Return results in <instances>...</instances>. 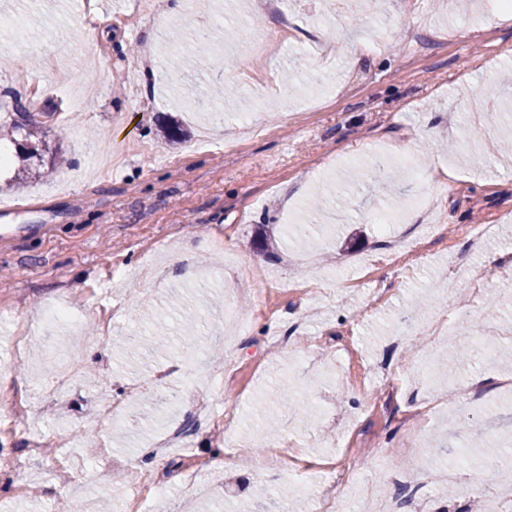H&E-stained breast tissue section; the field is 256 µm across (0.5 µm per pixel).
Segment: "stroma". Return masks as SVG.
Segmentation results:
<instances>
[{
    "mask_svg": "<svg viewBox=\"0 0 512 512\" xmlns=\"http://www.w3.org/2000/svg\"><path fill=\"white\" fill-rule=\"evenodd\" d=\"M214 0L215 13L171 11L128 24L116 0H0L5 44L0 95L29 110L30 88L59 105L47 141L61 160L44 177L0 191V457L26 460L30 486L12 497L0 472V512H46L88 496L120 502L140 484L165 492L151 512H311L347 488L330 483V457L361 461L358 483L420 512H512V477L481 467L512 440V367L493 358L463 368L462 345L483 337L512 350V17L488 18V0ZM244 26L237 42L228 28ZM288 28L272 50L256 38ZM213 40L197 56L192 34ZM379 33L385 44L366 48ZM100 85L81 111L55 88L65 64ZM498 93H485L488 78ZM224 107L209 125L195 98ZM404 147L419 169L380 191L371 172L380 143ZM453 169L455 180L441 179ZM427 197L437 226L422 261L382 262L372 220L410 212ZM327 198L310 243L289 238L315 196ZM489 226L481 251L466 226ZM220 268L207 300L192 292ZM72 303L75 327L45 328L43 313ZM205 308L194 345L127 353L130 330ZM76 349L86 369L44 392L49 353ZM165 373L164 391L152 389ZM138 388L125 419L100 417ZM306 395L299 420L274 390ZM214 423L198 424L199 407ZM91 432L73 439L68 429ZM178 430L183 447L153 472L151 441ZM112 438V457L98 440ZM55 442L67 463L44 469L26 447ZM231 462L208 495L189 470L215 452ZM401 474L377 473L384 452ZM290 498H282V489Z\"/></svg>",
    "mask_w": 512,
    "mask_h": 512,
    "instance_id": "stroma-1",
    "label": "stroma"
}]
</instances>
